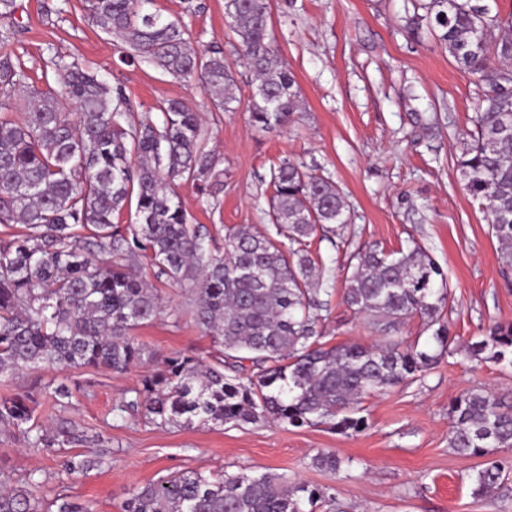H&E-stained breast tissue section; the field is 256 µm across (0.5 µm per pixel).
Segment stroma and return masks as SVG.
I'll return each mask as SVG.
<instances>
[{
    "mask_svg": "<svg viewBox=\"0 0 512 512\" xmlns=\"http://www.w3.org/2000/svg\"><path fill=\"white\" fill-rule=\"evenodd\" d=\"M194 11H187V4ZM15 45L32 81L54 61L76 59L112 87L122 88L135 117L153 114L166 99L193 103L202 118L204 146L223 176L210 196L192 185L179 189L190 221L216 238L230 226L268 224L269 171L288 158L331 177L350 211L344 241L314 237L313 258L331 267L328 291L317 298L327 310L318 325L328 345L380 344L382 333L342 301L353 247L392 252L415 246L442 268L450 296L440 310L451 343L424 376L367 397V421L342 433L331 421L293 427L261 419L252 423L159 426L138 416L120 420L111 409L131 399L142 378L179 352L211 361L216 349L197 325L182 288L159 286L162 313L135 329L144 361L127 373L55 367L0 379V399L45 384L64 385L66 408L40 397L39 424L84 430L79 452L107 449V464L72 476L59 470L67 449L54 455L28 451L22 435L0 433V465L22 479L39 471L38 497L67 493L93 512H121L129 494L170 474L271 472L311 488L332 486L344 512H512V448L463 456L448 446L449 404L470 389L494 392L512 405V367L472 361L467 348L497 323H512V276L504 277L499 244L486 213L464 188L457 166L462 135L476 112V76L460 69L428 31L408 34L411 0H270L274 44L293 73L302 100L288 127H253L244 106L252 75L227 37L224 0H154L162 17L180 18L194 45L224 51L242 100L217 112L195 84L163 74L146 62L126 63L125 45L97 28L83 0H17ZM321 451L341 461L330 474L311 463ZM504 463L488 495L473 493L485 462Z\"/></svg>",
    "mask_w": 512,
    "mask_h": 512,
    "instance_id": "35a3bbf8",
    "label": "stroma"
}]
</instances>
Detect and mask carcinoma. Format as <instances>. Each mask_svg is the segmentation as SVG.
I'll use <instances>...</instances> for the list:
<instances>
[{"label":"carcinoma","mask_w":512,"mask_h":512,"mask_svg":"<svg viewBox=\"0 0 512 512\" xmlns=\"http://www.w3.org/2000/svg\"><path fill=\"white\" fill-rule=\"evenodd\" d=\"M479 0H415L408 24L436 34L456 65L478 77L473 129L457 166L473 200L489 214L504 270H512V17L478 8ZM153 0H84L92 22L120 37L131 61L152 63L184 82L202 83L214 110L231 112L237 85L217 46L193 45L178 19L150 10ZM16 0H0V378L42 366L106 369L124 374L143 361L132 331L158 318L156 288L143 275L184 287L196 323L220 347L209 364L173 354L144 377L134 398L113 409L156 425L253 422L271 417L294 427L336 420L343 432L365 427L363 399L415 379L448 349L438 313L449 297L443 270L419 246L408 252L359 250L346 278L344 302L383 332L409 316L433 329L438 351L347 343L327 347L317 330L323 308L313 298L326 281L309 239L337 234L348 205L336 183L284 159L270 168L272 189L264 232L225 230L219 245L188 223L178 194L199 196L219 184L213 156L201 148L198 112L180 99L161 102V117L133 120L122 89L82 69L54 63L45 87L14 111V92L31 80L12 49ZM229 36L254 74L248 100L253 126H285L299 110L295 80L274 46L269 0H224ZM136 221L123 224L124 211ZM108 256L105 263L97 254ZM468 350L479 362L512 365V324H498ZM37 396L0 400V427L23 436L36 452L87 441L75 428L53 431L35 422ZM448 445L465 456L512 448V406L472 389L450 406ZM105 463L73 454L68 475ZM502 468L478 470L473 494L498 484ZM31 473L16 481L0 466V512H92L56 496L44 503ZM336 503L276 473L247 475L196 470L175 473L134 493L122 512H306Z\"/></svg>","instance_id":"cac0c4a2"}]
</instances>
